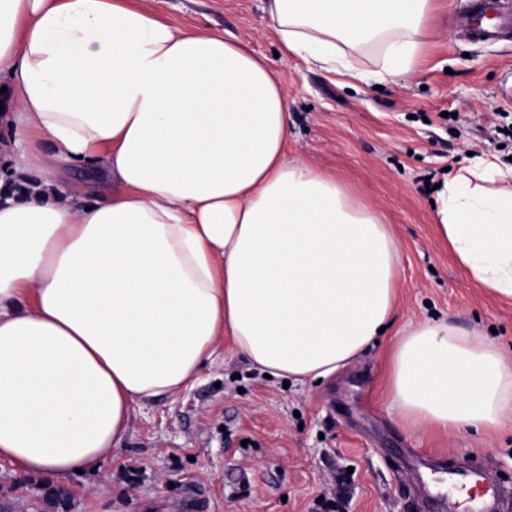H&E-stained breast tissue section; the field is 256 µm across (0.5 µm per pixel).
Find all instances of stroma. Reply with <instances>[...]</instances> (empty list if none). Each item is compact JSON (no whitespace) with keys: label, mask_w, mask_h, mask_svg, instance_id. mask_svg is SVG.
Listing matches in <instances>:
<instances>
[{"label":"stroma","mask_w":512,"mask_h":512,"mask_svg":"<svg viewBox=\"0 0 512 512\" xmlns=\"http://www.w3.org/2000/svg\"><path fill=\"white\" fill-rule=\"evenodd\" d=\"M169 23L235 36L277 73L291 102L293 147L340 176L391 224L401 251L398 305L385 336L336 377L284 385L223 346L181 395L137 406L120 449L94 470L23 474L0 461V512H313L344 478L341 512H421V485L492 472L512 483V427L409 431L387 400L392 347L408 325L446 319L491 336L512 358V300L488 294L438 234L427 190L475 159L512 156V39L473 42L453 22L470 0H436L413 73L366 81L281 54L265 0H143ZM100 168H63L62 188L91 199Z\"/></svg>","instance_id":"1"}]
</instances>
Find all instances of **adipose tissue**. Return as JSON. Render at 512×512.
Returning <instances> with one entry per match:
<instances>
[{
    "instance_id": "ef3b65f1",
    "label": "adipose tissue",
    "mask_w": 512,
    "mask_h": 512,
    "mask_svg": "<svg viewBox=\"0 0 512 512\" xmlns=\"http://www.w3.org/2000/svg\"><path fill=\"white\" fill-rule=\"evenodd\" d=\"M433 0H267L281 50L365 79L414 71ZM0 460L90 470L135 405L177 396L223 342L295 384L345 368L391 324L400 249L336 174L290 154L279 77L246 42L133 0H0ZM55 149L46 164L42 143ZM109 188L70 204L59 167ZM40 169V181L28 174ZM441 237L512 300V166L481 159L433 192ZM388 395L410 430L512 423V358L423 320L398 338Z\"/></svg>"
}]
</instances>
